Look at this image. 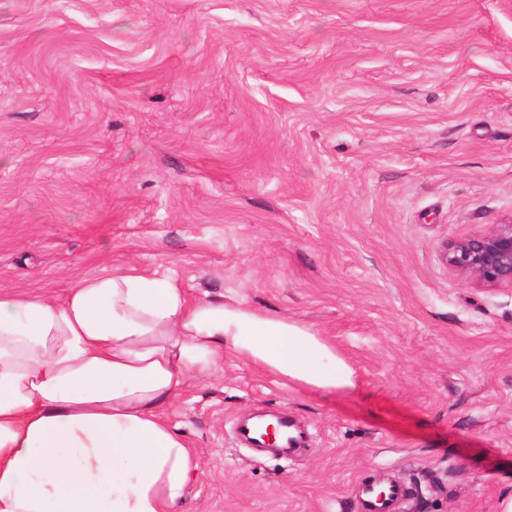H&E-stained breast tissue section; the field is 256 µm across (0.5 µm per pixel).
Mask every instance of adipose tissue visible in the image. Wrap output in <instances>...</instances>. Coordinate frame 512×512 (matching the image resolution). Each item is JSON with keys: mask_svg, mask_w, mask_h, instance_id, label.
Wrapping results in <instances>:
<instances>
[{"mask_svg": "<svg viewBox=\"0 0 512 512\" xmlns=\"http://www.w3.org/2000/svg\"><path fill=\"white\" fill-rule=\"evenodd\" d=\"M228 355L316 392L358 383L311 329L133 266L61 298L1 290L0 512H181L202 470L164 409Z\"/></svg>", "mask_w": 512, "mask_h": 512, "instance_id": "obj_1", "label": "adipose tissue"}]
</instances>
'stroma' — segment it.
<instances>
[{"mask_svg": "<svg viewBox=\"0 0 512 512\" xmlns=\"http://www.w3.org/2000/svg\"><path fill=\"white\" fill-rule=\"evenodd\" d=\"M512 217V0H0V290L107 266L317 332L331 394L230 357L165 410L183 512H497L512 490V290L443 245ZM287 456L239 447L257 408ZM392 490L389 498L385 502L378 500L377 496L373 498L374 491L369 488H364L361 491V498L359 500L360 512H391L394 504L403 496L404 491L399 485L391 486Z\"/></svg>", "mask_w": 512, "mask_h": 512, "instance_id": "35a3bbf8", "label": "stroma"}]
</instances>
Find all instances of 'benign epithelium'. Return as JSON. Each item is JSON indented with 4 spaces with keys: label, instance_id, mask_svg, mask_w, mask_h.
<instances>
[{
    "label": "benign epithelium",
    "instance_id": "benign-epithelium-1",
    "mask_svg": "<svg viewBox=\"0 0 512 512\" xmlns=\"http://www.w3.org/2000/svg\"><path fill=\"white\" fill-rule=\"evenodd\" d=\"M448 270L482 289H512V218L444 244Z\"/></svg>",
    "mask_w": 512,
    "mask_h": 512
}]
</instances>
